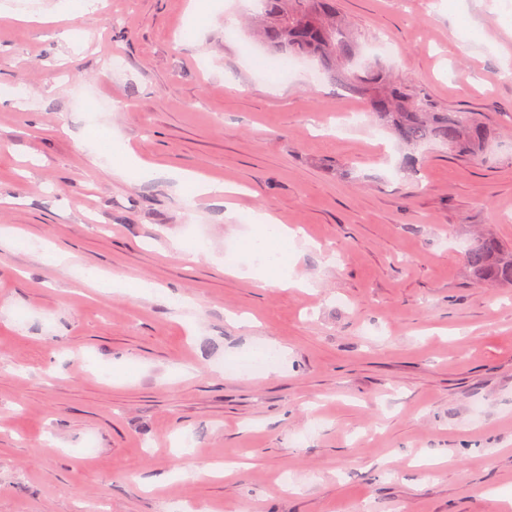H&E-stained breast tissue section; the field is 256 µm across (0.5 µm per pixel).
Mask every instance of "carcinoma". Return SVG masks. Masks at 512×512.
<instances>
[{"mask_svg":"<svg viewBox=\"0 0 512 512\" xmlns=\"http://www.w3.org/2000/svg\"><path fill=\"white\" fill-rule=\"evenodd\" d=\"M262 38L288 57L318 58L332 79L337 78L336 61L358 65L339 80L340 86L368 96L375 122L389 127L411 149L440 142L451 149L482 152L493 138L489 129L464 113L433 112L423 99L395 88L383 72L359 62V36L337 18L331 0H268ZM466 255L468 271L477 282L512 287V246L473 232Z\"/></svg>","mask_w":512,"mask_h":512,"instance_id":"1","label":"carcinoma"}]
</instances>
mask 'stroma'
I'll use <instances>...</instances> for the list:
<instances>
[{
    "label": "stroma",
    "instance_id": "35a3bbf8",
    "mask_svg": "<svg viewBox=\"0 0 512 512\" xmlns=\"http://www.w3.org/2000/svg\"><path fill=\"white\" fill-rule=\"evenodd\" d=\"M196 2L0 16V512H512V288L465 255L512 244V0H336L483 155L405 148L315 63L266 74L263 0ZM91 124L159 177L94 164ZM262 209L292 287L254 275ZM169 177L177 182L178 186H182L183 184L190 183L192 184L197 194L204 195H218L222 192H230V189L224 188L223 185L204 179L192 172L185 170H175L169 173ZM254 220L258 232L253 245L259 251L258 254L260 257H262L266 250L265 243L270 241L274 236L284 235L288 232V228L283 224H277L276 219L266 210L256 213ZM467 249V266L479 283L512 287V246L483 232H472Z\"/></svg>",
    "mask_w": 512,
    "mask_h": 512
}]
</instances>
